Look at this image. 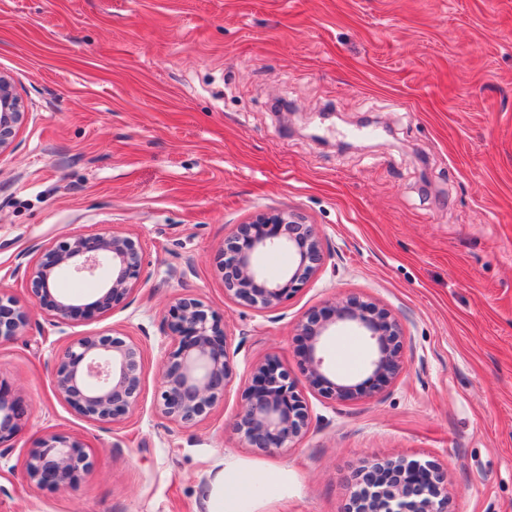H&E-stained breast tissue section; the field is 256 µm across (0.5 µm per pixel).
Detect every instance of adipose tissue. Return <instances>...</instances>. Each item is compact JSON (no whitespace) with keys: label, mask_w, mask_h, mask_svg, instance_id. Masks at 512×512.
<instances>
[{"label":"adipose tissue","mask_w":512,"mask_h":512,"mask_svg":"<svg viewBox=\"0 0 512 512\" xmlns=\"http://www.w3.org/2000/svg\"><path fill=\"white\" fill-rule=\"evenodd\" d=\"M288 493V473L283 469L265 472L254 480L245 479L235 459L224 461V498L210 512H257L266 500Z\"/></svg>","instance_id":"1"}]
</instances>
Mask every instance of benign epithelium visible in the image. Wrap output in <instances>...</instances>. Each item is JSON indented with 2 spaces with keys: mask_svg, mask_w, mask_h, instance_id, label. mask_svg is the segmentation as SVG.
Masks as SVG:
<instances>
[{
  "mask_svg": "<svg viewBox=\"0 0 512 512\" xmlns=\"http://www.w3.org/2000/svg\"><path fill=\"white\" fill-rule=\"evenodd\" d=\"M24 105L10 75L0 72V153L9 148L24 119ZM283 250L295 260L277 279H270L260 264L264 254ZM325 252L314 225L298 212L258 213L240 225L221 249L220 269L225 295L257 310L273 311L283 299L307 283L322 267ZM106 270L97 310L125 303L143 272L142 248L129 235L73 233L26 264L24 276L32 303L22 306L0 291V343L24 335L34 311L41 309L68 320L88 309L75 298L55 297L51 284L60 273L96 277ZM171 342L161 365L160 414L190 424L207 414L224 397L231 380L223 318L201 299H176L167 316ZM351 326L366 336L373 348L366 381L352 384L336 378L323 346L336 329ZM307 340L302 373L311 386L346 402L388 383L402 368L401 329L391 314L373 303L336 301L326 314H312L297 325ZM141 348L117 333L82 336L58 355L54 387L58 396L81 416L94 422H117L137 405L141 392ZM26 409L8 398L0 383V443L18 429ZM309 426V414L298 382L288 370L269 358L256 365L244 390L237 428L249 444L273 455L291 448ZM90 467L84 444L67 436L49 435L30 450L25 470L31 482L47 490L71 488L79 472ZM448 484L440 471L416 482L400 481L380 492L356 512H447Z\"/></svg>",
  "mask_w": 512,
  "mask_h": 512,
  "instance_id": "obj_1",
  "label": "benign epithelium"
}]
</instances>
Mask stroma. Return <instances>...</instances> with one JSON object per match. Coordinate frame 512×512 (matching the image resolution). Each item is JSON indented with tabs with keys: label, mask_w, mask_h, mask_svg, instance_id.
<instances>
[{
	"label": "stroma",
	"mask_w": 512,
	"mask_h": 512,
	"mask_svg": "<svg viewBox=\"0 0 512 512\" xmlns=\"http://www.w3.org/2000/svg\"><path fill=\"white\" fill-rule=\"evenodd\" d=\"M0 71L26 112L0 152V291L66 235L138 238L128 303L60 323L32 314L0 344V383L28 411L0 443V512H209L224 459L287 470L259 512H346L356 472L399 457L444 472L449 512H512V0H0ZM301 213L328 257L274 311L224 296L225 237L260 212ZM180 294L224 318L232 378L194 424L157 410ZM335 297L401 325L404 368L345 403L301 384L309 427L268 455L236 428L254 366L300 377L297 324ZM117 331L142 349L118 424L53 384L71 342ZM363 380L370 347L327 343ZM81 439L75 488L30 482L45 435Z\"/></svg>",
	"instance_id": "stroma-1"
}]
</instances>
